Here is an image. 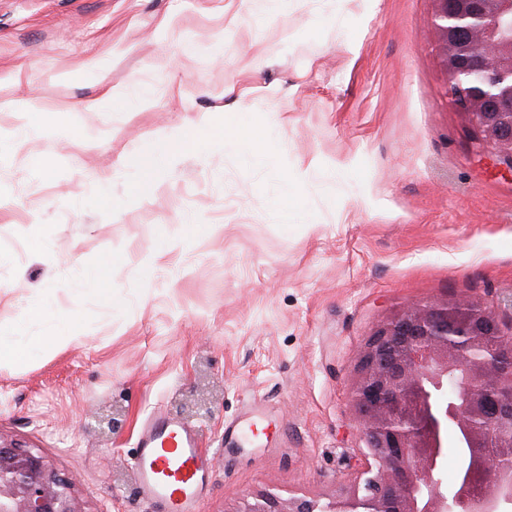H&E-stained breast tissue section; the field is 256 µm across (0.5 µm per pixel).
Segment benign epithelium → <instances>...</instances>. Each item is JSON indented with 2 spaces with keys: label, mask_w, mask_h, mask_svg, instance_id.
<instances>
[{
  "label": "benign epithelium",
  "mask_w": 512,
  "mask_h": 512,
  "mask_svg": "<svg viewBox=\"0 0 512 512\" xmlns=\"http://www.w3.org/2000/svg\"><path fill=\"white\" fill-rule=\"evenodd\" d=\"M451 106L479 156L512 177V0H435ZM486 87L471 89L472 69ZM512 292L497 305L467 297L410 304L368 337L350 399L365 466L342 495L259 493L237 512H505L512 506ZM497 336L492 358L475 351ZM473 453L453 493L442 488L448 427ZM0 512H86L76 478L42 451L0 437Z\"/></svg>",
  "instance_id": "1"
}]
</instances>
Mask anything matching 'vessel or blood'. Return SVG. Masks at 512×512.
Segmentation results:
<instances>
[{
	"mask_svg": "<svg viewBox=\"0 0 512 512\" xmlns=\"http://www.w3.org/2000/svg\"><path fill=\"white\" fill-rule=\"evenodd\" d=\"M137 479L144 497L166 502L169 512H194L204 485L206 455L195 432L154 418L137 440Z\"/></svg>",
	"mask_w": 512,
	"mask_h": 512,
	"instance_id": "b4317fda",
	"label": "vessel or blood"
}]
</instances>
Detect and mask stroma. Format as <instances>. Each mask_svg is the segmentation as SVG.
<instances>
[{
    "label": "stroma",
    "mask_w": 512,
    "mask_h": 512,
    "mask_svg": "<svg viewBox=\"0 0 512 512\" xmlns=\"http://www.w3.org/2000/svg\"><path fill=\"white\" fill-rule=\"evenodd\" d=\"M433 8L0 0V98L35 106L0 112V336L31 343L0 366V435L77 476L88 512H166L131 470L155 412L209 452L197 512L341 494L375 327L512 290V180L445 95ZM94 58L126 96L86 112ZM202 122L268 140L200 138L138 193L146 145Z\"/></svg>",
    "instance_id": "obj_1"
}]
</instances>
